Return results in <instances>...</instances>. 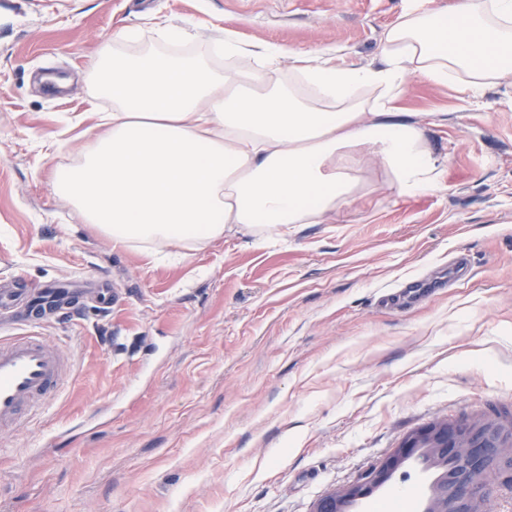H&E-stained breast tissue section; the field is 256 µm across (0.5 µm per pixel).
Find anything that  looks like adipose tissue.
Masks as SVG:
<instances>
[{"mask_svg":"<svg viewBox=\"0 0 512 512\" xmlns=\"http://www.w3.org/2000/svg\"><path fill=\"white\" fill-rule=\"evenodd\" d=\"M187 37L161 22L153 50L121 51L133 38L126 30L105 42L90 79L112 109L85 130L79 163L52 172L80 223L112 243L194 248L236 226L261 235L324 223L358 187L349 159L360 146L373 149L398 194L433 188L437 160L421 128L389 104L410 75L436 84L460 75L477 93L511 72L512 0L408 7L387 28L377 67L298 54L310 96L280 83L283 48L257 47L247 70L218 69L208 48L171 51ZM364 88L379 92L367 108Z\"/></svg>","mask_w":512,"mask_h":512,"instance_id":"1","label":"adipose tissue"}]
</instances>
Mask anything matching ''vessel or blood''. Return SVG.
Returning a JSON list of instances; mask_svg holds the SVG:
<instances>
[{
  "label": "vessel or blood",
  "instance_id": "1",
  "mask_svg": "<svg viewBox=\"0 0 512 512\" xmlns=\"http://www.w3.org/2000/svg\"><path fill=\"white\" fill-rule=\"evenodd\" d=\"M56 289L45 288L39 300L30 291L0 292V311L26 302L30 305L24 328L0 336V431L28 430L47 402L69 381L70 361L43 336L40 324Z\"/></svg>",
  "mask_w": 512,
  "mask_h": 512
}]
</instances>
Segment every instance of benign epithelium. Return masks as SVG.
I'll use <instances>...</instances> for the list:
<instances>
[{"mask_svg":"<svg viewBox=\"0 0 512 512\" xmlns=\"http://www.w3.org/2000/svg\"><path fill=\"white\" fill-rule=\"evenodd\" d=\"M504 438V428L495 420L470 427L444 422L435 431L424 428L345 493H332L320 500L315 512H343L341 503H356L371 496L402 462L419 460L417 451L430 444L443 457L445 471L442 483L435 486V504L426 512H480L479 504L489 496L501 470L512 471V456L506 459L502 455Z\"/></svg>","mask_w":512,"mask_h":512,"instance_id":"benign-epithelium-1","label":"benign epithelium"}]
</instances>
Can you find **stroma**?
Masks as SVG:
<instances>
[{"instance_id": "35a3bbf8", "label": "stroma", "mask_w": 512, "mask_h": 512, "mask_svg": "<svg viewBox=\"0 0 512 512\" xmlns=\"http://www.w3.org/2000/svg\"><path fill=\"white\" fill-rule=\"evenodd\" d=\"M410 0H0V282H79L43 326L73 363L30 431L0 433V512H313L431 423L512 410V74L480 94L409 77L392 104L438 160L399 195L369 148L323 224L242 232L159 258L76 219L51 171L69 119L108 112L89 72L122 29L154 48L246 44L381 63ZM471 262L445 287L448 260ZM112 284L99 306L90 284ZM433 281L422 299L395 294ZM439 474L407 461L362 512H424Z\"/></svg>"}]
</instances>
